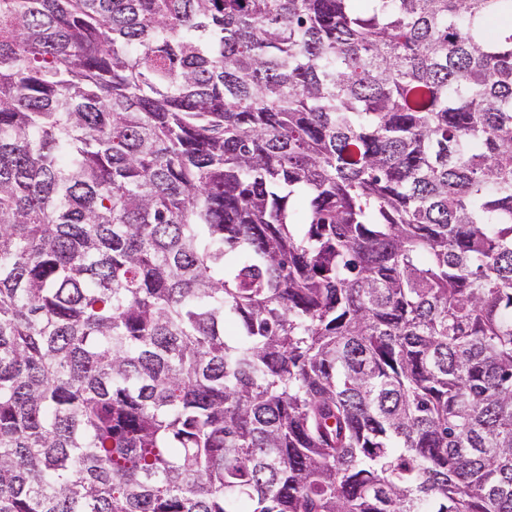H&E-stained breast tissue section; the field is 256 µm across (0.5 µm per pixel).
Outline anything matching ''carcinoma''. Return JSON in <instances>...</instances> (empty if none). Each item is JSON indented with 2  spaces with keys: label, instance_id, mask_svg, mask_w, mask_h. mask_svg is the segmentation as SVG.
<instances>
[{
  "label": "carcinoma",
  "instance_id": "carcinoma-1",
  "mask_svg": "<svg viewBox=\"0 0 512 512\" xmlns=\"http://www.w3.org/2000/svg\"><path fill=\"white\" fill-rule=\"evenodd\" d=\"M0 512H512V0H0Z\"/></svg>",
  "mask_w": 512,
  "mask_h": 512
}]
</instances>
